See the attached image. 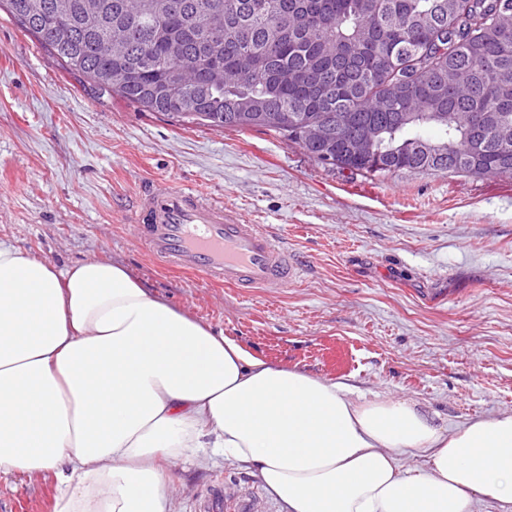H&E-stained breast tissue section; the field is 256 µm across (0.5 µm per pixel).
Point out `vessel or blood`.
Returning a JSON list of instances; mask_svg holds the SVG:
<instances>
[{
    "instance_id": "b4317fda",
    "label": "vessel or blood",
    "mask_w": 512,
    "mask_h": 512,
    "mask_svg": "<svg viewBox=\"0 0 512 512\" xmlns=\"http://www.w3.org/2000/svg\"><path fill=\"white\" fill-rule=\"evenodd\" d=\"M130 221L157 258L214 284L284 288L296 276L294 262L264 225L243 223L236 210L199 192L152 185Z\"/></svg>"
}]
</instances>
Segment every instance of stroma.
Returning <instances> with one entry per match:
<instances>
[{"mask_svg": "<svg viewBox=\"0 0 512 512\" xmlns=\"http://www.w3.org/2000/svg\"><path fill=\"white\" fill-rule=\"evenodd\" d=\"M193 187L265 224L288 287H214L151 259L127 222L141 187ZM0 240L65 268L117 262L161 298L287 369L395 393L462 422L512 411V177L350 178L263 128L175 122L91 86L0 8ZM179 512L260 479L185 464ZM54 478L0 479V512H52Z\"/></svg>", "mask_w": 512, "mask_h": 512, "instance_id": "stroma-1", "label": "stroma"}]
</instances>
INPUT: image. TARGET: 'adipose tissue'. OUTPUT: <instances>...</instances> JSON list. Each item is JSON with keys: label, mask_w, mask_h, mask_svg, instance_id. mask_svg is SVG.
Returning a JSON list of instances; mask_svg holds the SVG:
<instances>
[{"label": "adipose tissue", "mask_w": 512, "mask_h": 512, "mask_svg": "<svg viewBox=\"0 0 512 512\" xmlns=\"http://www.w3.org/2000/svg\"><path fill=\"white\" fill-rule=\"evenodd\" d=\"M214 456L280 512H512V412L451 427L365 399L254 355L123 265L60 269L0 240V477H54L52 512H176L177 463Z\"/></svg>", "instance_id": "obj_1"}]
</instances>
